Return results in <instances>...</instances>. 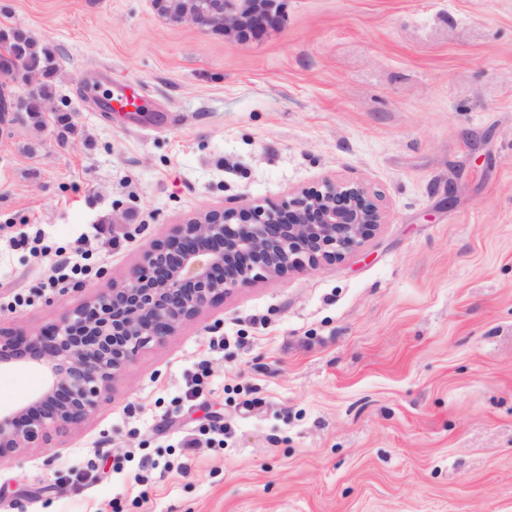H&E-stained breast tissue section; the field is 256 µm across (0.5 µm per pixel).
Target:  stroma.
Returning a JSON list of instances; mask_svg holds the SVG:
<instances>
[{
	"mask_svg": "<svg viewBox=\"0 0 512 512\" xmlns=\"http://www.w3.org/2000/svg\"><path fill=\"white\" fill-rule=\"evenodd\" d=\"M284 4L235 41L152 0H0L54 49L75 127L0 119V303L28 298L0 325L57 320L205 209L330 178L387 214L140 352L88 424L0 463V512H512V0ZM127 82L134 114L85 93ZM80 238L90 274L46 292ZM44 383L0 371V404Z\"/></svg>",
	"mask_w": 512,
	"mask_h": 512,
	"instance_id": "35a3bbf8",
	"label": "stroma"
}]
</instances>
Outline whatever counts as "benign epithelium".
Instances as JSON below:
<instances>
[{
	"instance_id": "obj_1",
	"label": "benign epithelium",
	"mask_w": 512,
	"mask_h": 512,
	"mask_svg": "<svg viewBox=\"0 0 512 512\" xmlns=\"http://www.w3.org/2000/svg\"><path fill=\"white\" fill-rule=\"evenodd\" d=\"M175 24L247 40L279 26L282 0H165ZM386 223L380 195L327 179L279 202L204 210L177 224L120 282L37 331L0 326V368L36 365L44 389L0 410V463L89 420L150 344L175 335L225 295L269 277L342 261Z\"/></svg>"
}]
</instances>
